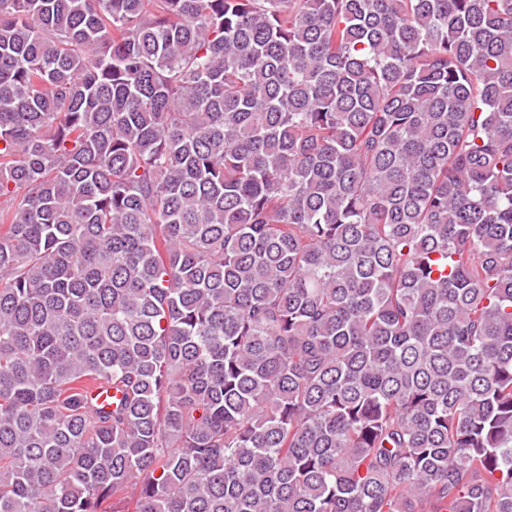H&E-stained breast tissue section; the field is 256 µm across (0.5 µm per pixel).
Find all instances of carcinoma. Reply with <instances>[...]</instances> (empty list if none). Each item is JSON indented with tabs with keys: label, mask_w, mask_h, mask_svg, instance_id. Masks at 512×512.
I'll list each match as a JSON object with an SVG mask.
<instances>
[{
	"label": "carcinoma",
	"mask_w": 512,
	"mask_h": 512,
	"mask_svg": "<svg viewBox=\"0 0 512 512\" xmlns=\"http://www.w3.org/2000/svg\"><path fill=\"white\" fill-rule=\"evenodd\" d=\"M0 512H512V0H0Z\"/></svg>",
	"instance_id": "obj_1"
}]
</instances>
